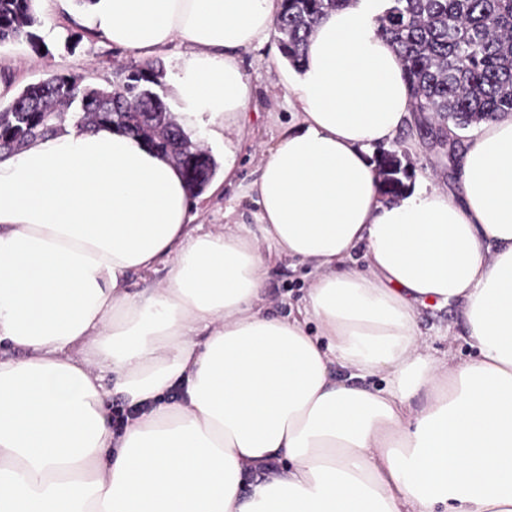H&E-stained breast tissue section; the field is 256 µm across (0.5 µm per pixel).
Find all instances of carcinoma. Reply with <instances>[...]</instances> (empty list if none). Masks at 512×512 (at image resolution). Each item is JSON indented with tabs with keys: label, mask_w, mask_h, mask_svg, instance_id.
Masks as SVG:
<instances>
[{
	"label": "carcinoma",
	"mask_w": 512,
	"mask_h": 512,
	"mask_svg": "<svg viewBox=\"0 0 512 512\" xmlns=\"http://www.w3.org/2000/svg\"><path fill=\"white\" fill-rule=\"evenodd\" d=\"M352 0H283L275 30L290 60L301 59L310 29L329 9ZM377 33L390 39L411 90L409 126L464 147L457 134L512 111V0H388ZM33 0H0V45L27 42L45 47L37 34ZM163 67L146 61L121 70L113 88L85 77L52 73L0 105V152H15L39 137L59 135L68 125L110 126L137 136L180 167L192 189H202L217 165L172 117L164 101ZM384 196L407 191L412 171L399 156L381 150L374 159Z\"/></svg>",
	"instance_id": "carcinoma-1"
}]
</instances>
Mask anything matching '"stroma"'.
Segmentation results:
<instances>
[{
  "instance_id": "35a3bbf8",
  "label": "stroma",
  "mask_w": 512,
  "mask_h": 512,
  "mask_svg": "<svg viewBox=\"0 0 512 512\" xmlns=\"http://www.w3.org/2000/svg\"><path fill=\"white\" fill-rule=\"evenodd\" d=\"M33 5L39 21L38 32L46 48L37 54L23 41L0 46V84L11 93H18L55 72L82 75L91 83L109 88L121 67L140 63V56L112 45L107 38L90 30H83L81 42L70 44V32L82 30L75 12L64 11L57 0H34ZM278 52V39L273 36L263 48L241 54L242 68L258 92V111L253 114L240 145L239 178L244 182L256 179L259 174L261 143L276 136L280 125L291 118L279 85ZM390 147L411 167L415 179L428 178L448 193H458V180L445 151L432 147L419 132L402 130ZM309 284L304 269H292L284 261L270 262L266 292L271 313L282 316L296 309ZM418 326L419 341L429 352L449 349L462 362L473 356L474 350L464 338L465 330L455 308L422 310Z\"/></svg>"
}]
</instances>
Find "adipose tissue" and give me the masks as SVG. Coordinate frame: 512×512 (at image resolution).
I'll return each instance as SVG.
<instances>
[{"label":"adipose tissue","instance_id":"ef3b65f1","mask_svg":"<svg viewBox=\"0 0 512 512\" xmlns=\"http://www.w3.org/2000/svg\"><path fill=\"white\" fill-rule=\"evenodd\" d=\"M379 3L325 13L301 64L281 61L291 118L240 184L239 53L282 0H83L128 52L189 44L171 92L223 139L237 191L199 233L142 139L72 127L0 157V343L22 352L0 360V512H512V113L456 156L461 198L384 202L367 150L411 114ZM269 254L313 275L285 316ZM160 265L166 287L131 290ZM443 306L467 362L420 350V310ZM113 392L135 411L120 431Z\"/></svg>","mask_w":512,"mask_h":512}]
</instances>
